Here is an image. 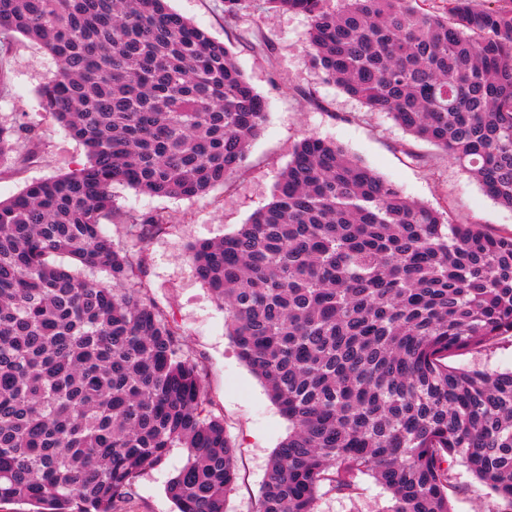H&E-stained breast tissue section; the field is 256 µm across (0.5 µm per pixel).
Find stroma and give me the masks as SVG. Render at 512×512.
<instances>
[{"label":"stroma","mask_w":512,"mask_h":512,"mask_svg":"<svg viewBox=\"0 0 512 512\" xmlns=\"http://www.w3.org/2000/svg\"><path fill=\"white\" fill-rule=\"evenodd\" d=\"M175 12L231 50L239 69L265 98L268 118L253 141L245 167L228 185L194 199L159 198L124 185L112 193L123 209L166 210L176 223L144 246L147 296L180 333L183 354L204 373V408L222 418L236 449L239 477L227 498L228 512H259L270 456L291 430L263 383L238 358L226 334L224 310L197 279L186 259L189 245L235 232L271 199L295 144L311 134L335 142L403 193L434 207L449 205L459 224H481L512 232V210L486 195L479 183L434 146L416 140L383 112L368 111L310 67L301 14L272 15L252 9L239 22L224 19V0H169ZM254 29L269 41L264 56L244 33ZM52 57L23 35L0 48V123L30 129L20 138L16 158L0 166V201L19 195L30 183L68 173L86 161L83 146L39 104L41 86L53 77ZM454 367L512 370V335L449 357ZM171 449L164 462L137 477L117 512H175L166 487L187 460ZM448 501L452 512H494L497 500L464 466L448 460ZM387 496L372 478L360 479V497L350 500L323 489L317 512H377Z\"/></svg>","instance_id":"1"}]
</instances>
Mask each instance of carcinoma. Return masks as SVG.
<instances>
[{"label": "carcinoma", "instance_id": "carcinoma-1", "mask_svg": "<svg viewBox=\"0 0 512 512\" xmlns=\"http://www.w3.org/2000/svg\"><path fill=\"white\" fill-rule=\"evenodd\" d=\"M308 19L310 63L372 112L443 151L512 209V0H261ZM250 0H224L240 20ZM58 63L40 105L87 162L0 201V502L116 512L173 448L178 512H227L236 451L204 413L198 365L146 297L144 243L165 210L120 209L115 184L193 199L245 166L266 102L230 49L168 0H0ZM18 130L0 126V163ZM72 261L65 266L61 259ZM187 260L224 308L239 358L292 432L260 512H315L372 477L382 512H452L458 456L512 512V371L446 359L512 332V233L457 224L341 146L307 135L271 201ZM104 269L110 281L86 277Z\"/></svg>", "mask_w": 512, "mask_h": 512}]
</instances>
